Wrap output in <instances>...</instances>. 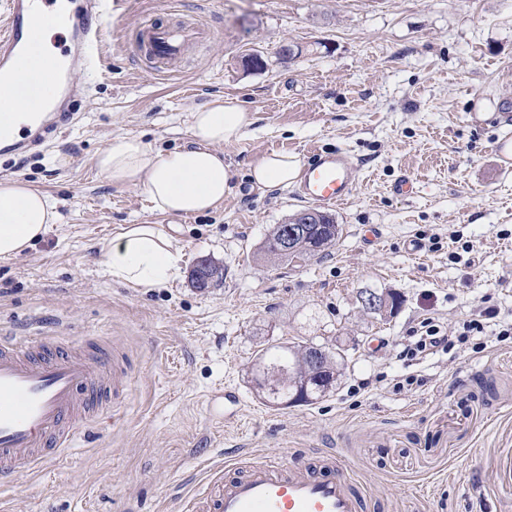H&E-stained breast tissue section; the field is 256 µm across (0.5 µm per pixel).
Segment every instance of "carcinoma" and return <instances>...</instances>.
Returning a JSON list of instances; mask_svg holds the SVG:
<instances>
[{
    "label": "carcinoma",
    "instance_id": "obj_1",
    "mask_svg": "<svg viewBox=\"0 0 512 512\" xmlns=\"http://www.w3.org/2000/svg\"><path fill=\"white\" fill-rule=\"evenodd\" d=\"M307 219L311 224L307 225L304 234L293 241L290 252L281 251L274 245L281 229L278 224L259 247L257 255L282 262L288 260L291 254L298 257L318 255L335 244L341 227L331 214L305 208L290 215L288 223H302ZM313 346L315 343L312 341H284L259 349L255 355L252 381L260 398L271 404H281L291 399L299 404H307L323 395V392L315 389L317 381H322L328 388L335 387L345 350L339 345H331L320 364L314 366L310 362Z\"/></svg>",
    "mask_w": 512,
    "mask_h": 512
}]
</instances>
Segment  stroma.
Masks as SVG:
<instances>
[{"label": "stroma", "instance_id": "1", "mask_svg": "<svg viewBox=\"0 0 512 512\" xmlns=\"http://www.w3.org/2000/svg\"><path fill=\"white\" fill-rule=\"evenodd\" d=\"M205 25L210 41L178 72L134 53L142 23ZM301 53L282 61L280 48ZM263 64L247 66L248 56ZM105 75L39 153L0 164L57 205L23 254L0 260V330L59 339L109 336L131 361L114 422L83 427L59 461L0 485V512H183L225 449L307 466L337 454L367 512H512L499 465L512 449V339L400 358L411 330L444 332L486 307L512 314V172L493 151L512 125V0H114ZM238 97L255 118L223 145L234 190L218 209L170 216L139 186H115L97 154L126 135L164 151L191 146L189 114ZM347 152L352 196L331 213L342 233L318 256L269 263L257 247L303 208L293 187L263 191L249 172L275 151ZM412 195H394L400 176ZM159 224L182 250L162 288H130L105 264L113 235ZM381 232L366 247L367 226ZM421 245L419 252L409 242ZM210 258L223 278L189 274ZM363 291L396 293L386 316ZM342 341L336 390L311 405L260 399L261 345ZM382 348H375V341ZM423 386L396 388L399 377Z\"/></svg>", "mask_w": 512, "mask_h": 512}]
</instances>
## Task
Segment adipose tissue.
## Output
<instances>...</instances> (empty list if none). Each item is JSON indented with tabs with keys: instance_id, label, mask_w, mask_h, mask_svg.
Segmentation results:
<instances>
[{
	"instance_id": "1",
	"label": "adipose tissue",
	"mask_w": 512,
	"mask_h": 512,
	"mask_svg": "<svg viewBox=\"0 0 512 512\" xmlns=\"http://www.w3.org/2000/svg\"><path fill=\"white\" fill-rule=\"evenodd\" d=\"M254 119L237 97H218L190 114L192 147L153 149L141 137L127 135L100 152L96 166L116 186L142 187L156 210L165 214H201L223 204L231 194L233 172L224 162L222 144L247 133ZM296 155L273 152L250 175L266 190L296 180ZM54 201L28 183L0 180V257L12 258L30 248L56 223ZM180 247L158 224L121 227L106 255L112 277L132 288H159L181 271Z\"/></svg>"
}]
</instances>
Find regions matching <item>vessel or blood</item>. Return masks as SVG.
Here are the masks:
<instances>
[{
  "label": "vessel or blood",
  "mask_w": 512,
  "mask_h": 512,
  "mask_svg": "<svg viewBox=\"0 0 512 512\" xmlns=\"http://www.w3.org/2000/svg\"><path fill=\"white\" fill-rule=\"evenodd\" d=\"M110 0H78L83 17L76 29L75 72L92 76ZM6 21L0 25V156L26 152L57 131L66 113L46 114V79H57L55 60L22 72L18 61L45 32L64 30L68 16L57 0H0ZM200 28L149 25L137 51L155 64L177 63L193 42L205 40ZM42 107L40 115L19 111L17 91ZM356 168L340 151H317L303 163L296 194L323 208L347 201L356 188ZM131 364L110 337L87 338L72 349L54 335L0 336V482L20 471L61 457L71 448L79 426L98 423L119 407L131 388ZM343 460L328 454L318 471L289 466L268 457L250 461L224 454L204 489L192 496L185 512H363V500Z\"/></svg>",
  "instance_id": "b4317fda"
}]
</instances>
